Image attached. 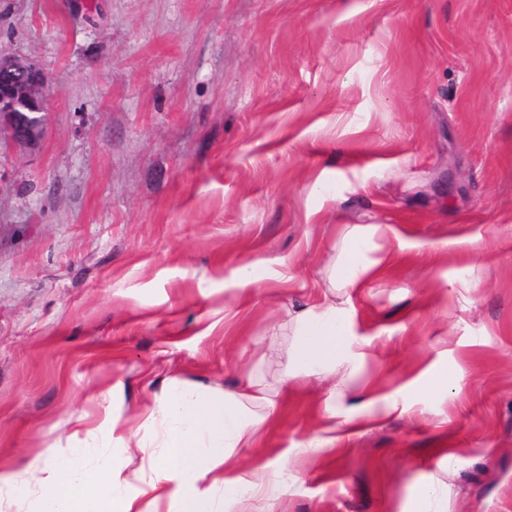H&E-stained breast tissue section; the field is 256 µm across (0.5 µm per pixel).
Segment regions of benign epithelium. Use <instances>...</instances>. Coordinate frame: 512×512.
I'll use <instances>...</instances> for the list:
<instances>
[{"mask_svg": "<svg viewBox=\"0 0 512 512\" xmlns=\"http://www.w3.org/2000/svg\"><path fill=\"white\" fill-rule=\"evenodd\" d=\"M48 78L27 58L0 51V142L37 148L47 131Z\"/></svg>", "mask_w": 512, "mask_h": 512, "instance_id": "obj_1", "label": "benign epithelium"}]
</instances>
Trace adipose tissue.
Returning <instances> with one entry per match:
<instances>
[{"instance_id":"adipose-tissue-1","label":"adipose tissue","mask_w":512,"mask_h":512,"mask_svg":"<svg viewBox=\"0 0 512 512\" xmlns=\"http://www.w3.org/2000/svg\"><path fill=\"white\" fill-rule=\"evenodd\" d=\"M388 230L385 224L347 226L321 271L324 291L319 301L272 327L269 351L286 357L281 388L306 375L334 380L338 394L349 391L346 379L336 376L337 365L359 359L349 343L352 319L346 305L355 289L390 277L398 253L382 245ZM284 334L292 341L283 351L278 338ZM277 407L273 392H203L172 379L164 402L168 421L160 437L163 453L149 494L157 501L168 500L174 512H204L198 482L223 473L236 449L255 442ZM69 464L67 456L56 453L37 466L0 469V491L35 485L37 512H143L136 498L119 492V478L98 470L73 474Z\"/></svg>"}]
</instances>
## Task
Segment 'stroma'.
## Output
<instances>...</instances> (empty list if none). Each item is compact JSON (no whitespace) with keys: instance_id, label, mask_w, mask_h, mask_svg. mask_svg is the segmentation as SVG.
I'll use <instances>...</instances> for the list:
<instances>
[{"instance_id":"1","label":"stroma","mask_w":512,"mask_h":512,"mask_svg":"<svg viewBox=\"0 0 512 512\" xmlns=\"http://www.w3.org/2000/svg\"><path fill=\"white\" fill-rule=\"evenodd\" d=\"M0 51L50 79L42 145L0 147V466L74 448L148 504L170 379L277 385L268 331L378 223L368 391L312 450L329 383L280 400L251 510L512 512V0H0ZM280 492L276 476L264 469H256L244 483V497L247 500L274 499Z\"/></svg>"}]
</instances>
